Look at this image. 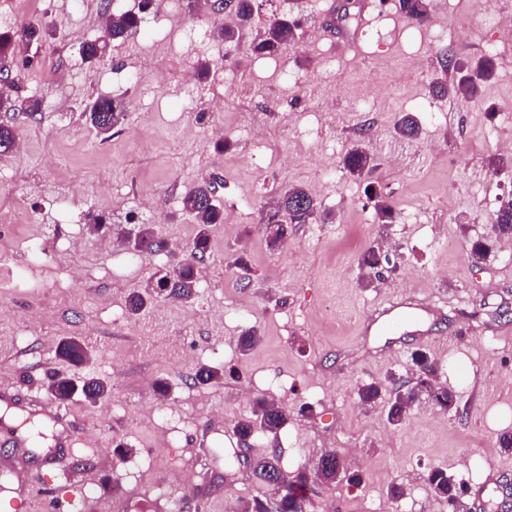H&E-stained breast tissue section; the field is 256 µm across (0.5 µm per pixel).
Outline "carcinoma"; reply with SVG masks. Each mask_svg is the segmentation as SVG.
<instances>
[{
	"label": "carcinoma",
	"instance_id": "cac0c4a2",
	"mask_svg": "<svg viewBox=\"0 0 512 512\" xmlns=\"http://www.w3.org/2000/svg\"><path fill=\"white\" fill-rule=\"evenodd\" d=\"M258 0H231L233 12L238 18V25L224 26L217 30V36L224 41L229 49L238 44L242 32L255 13ZM401 13L410 21L422 23L429 18L430 0H398ZM142 22L138 14L125 13L111 16L107 22L104 38L100 41L87 43L81 47L85 61L96 62L107 56L110 43L125 41L137 33ZM300 21L272 16L263 30L258 32L251 43V50L257 55H276L287 47H293L299 40ZM46 34L45 27L38 22L23 23L20 26L0 34V73H11L10 63L20 48L40 41ZM443 70L453 68L459 73L457 80L451 84L438 83L434 91L440 95H448L455 99L471 97L475 82L487 81L493 76L494 62L485 56L467 64L456 65L446 57L442 61ZM127 105L124 99L112 96L96 98L85 110L86 121L97 133L106 137L125 120ZM420 131L418 119L410 114L403 115L395 124V132L403 137L415 138ZM16 134L11 126L0 123V155L13 151ZM344 169L356 179H372L377 169L375 159L361 144L353 146L344 156ZM218 178L198 186L183 197L182 210L188 214L198 226L193 239L190 258L178 268L159 276L149 291H133L127 299L129 314L137 316L146 309L153 295L167 299L190 301L197 282L196 264L203 261L209 245V227L224 222V212L215 203V191ZM374 202L377 223L392 224L395 221V210L385 196L375 192L370 194ZM319 219L317 205L313 197L301 187H290L278 196L277 201L262 213V223L266 225L267 246L277 248L287 234V224H312ZM491 231L497 237H512V202L499 208L491 222ZM136 239L139 245L147 250H163L167 241L155 235L152 227L141 224ZM389 263L388 256L375 248L368 249L361 265L366 269L365 281L369 284L380 279L384 265ZM56 356L73 365L84 363L88 357L87 347L76 338H67L57 345ZM415 365L416 383L412 390L417 398L428 399L441 409L454 405V394L445 385L435 382V369L431 359L423 353L412 355ZM51 395L61 402L70 400L80 394L90 402H97L108 392L107 384L98 379L78 380L71 377L52 376L48 381ZM381 390L375 383L363 384L357 390V396L364 405H373L380 399ZM414 397L394 395L388 402L387 420L399 426L408 417L407 406ZM288 421V413L277 403L268 400L256 402L251 415L240 419L235 426V433L241 440H247L254 432L256 424L263 425L266 433L277 435ZM249 468L253 477L261 485L279 486L281 490L280 512H304V499L296 496L294 488L307 483L300 474L285 473L274 456H261L250 460ZM427 481L435 495L448 503V508L456 510L463 494L462 486L457 484L448 473L439 468L427 472Z\"/></svg>",
	"mask_w": 512,
	"mask_h": 512
}]
</instances>
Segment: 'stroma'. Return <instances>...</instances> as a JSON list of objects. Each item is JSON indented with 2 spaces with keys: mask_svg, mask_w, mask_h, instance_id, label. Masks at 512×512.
I'll list each match as a JSON object with an SVG mask.
<instances>
[{
  "mask_svg": "<svg viewBox=\"0 0 512 512\" xmlns=\"http://www.w3.org/2000/svg\"><path fill=\"white\" fill-rule=\"evenodd\" d=\"M89 2L83 12L64 0H0V32L24 15L47 30L27 48L38 64L12 93L13 111L0 112L24 145L0 158V384L45 399L49 375L73 373L116 388L98 404H64L80 432L53 492H32L28 512H48L55 497L72 512H142L159 499L179 501L180 512H241L257 486L246 465L225 466V450L240 447L251 457L277 455L291 473L336 451L345 477L309 483L305 512H448L425 481L431 466L484 486L487 512H512V454L498 447L512 432V316L496 314L512 308V238L492 239L484 262L467 256L472 240L491 238L482 199L512 194V167L490 164L499 142L512 141V120L499 114L512 108V42L500 46L494 79L461 101L432 93L433 82L457 76L443 71V56L477 59L498 37L470 0H432L422 24L384 0L366 15L353 50L340 40L331 0H265L259 20L288 16L303 31L274 56L253 54L247 37L225 54L214 33L234 22L233 12L160 0L139 34L97 63L79 53L102 36L100 0ZM205 59L210 74L182 101L184 73ZM104 95L124 98L128 109L105 142L83 114ZM32 97L52 100L54 111L29 115ZM406 113L420 122L417 139L394 130ZM256 124L263 134L246 163L242 145ZM358 142L378 163L371 183L393 203V224L376 223L367 183L343 168ZM90 151L98 154L91 165ZM211 176L221 180L224 221L197 265L194 300L158 298L132 317L127 294L188 257L196 226L181 201ZM290 186L312 193L330 221L289 225L273 251L260 231L262 208ZM62 196L112 225L137 213L168 247L127 265L113 236L56 223ZM148 198L166 204L164 222L155 223ZM16 210L30 223H7ZM32 234L45 240L48 264L35 282L12 283ZM381 240L395 247L399 267L367 287L359 261ZM417 294L434 310L419 330L396 337L361 327L367 311ZM248 327L259 340L244 355L238 340ZM70 336L90 346L76 370L54 356ZM417 350L429 353L456 401L445 411L418 405L396 427L385 406L359 403L357 387L382 383L388 398L393 381L414 384ZM202 364L238 374L197 385ZM259 398L287 407L288 422L278 436L240 443L234 425ZM352 474L360 482H349ZM394 483L404 486L401 498L388 494Z\"/></svg>",
  "mask_w": 512,
  "mask_h": 512,
  "instance_id": "35a3bbf8",
  "label": "stroma"
}]
</instances>
